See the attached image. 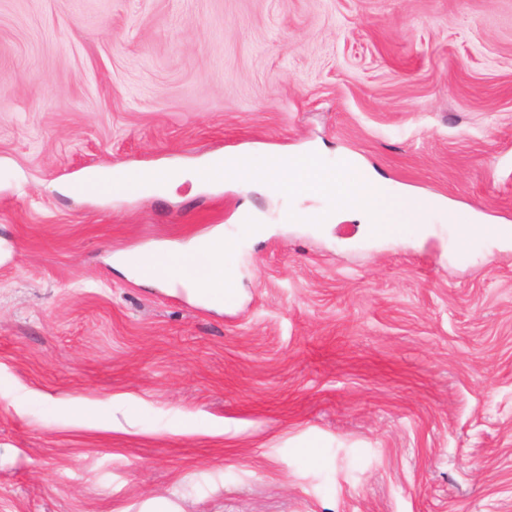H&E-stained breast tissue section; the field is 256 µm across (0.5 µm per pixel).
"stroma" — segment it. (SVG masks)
Listing matches in <instances>:
<instances>
[{
	"label": "stroma",
	"instance_id": "35a3bbf8",
	"mask_svg": "<svg viewBox=\"0 0 512 512\" xmlns=\"http://www.w3.org/2000/svg\"><path fill=\"white\" fill-rule=\"evenodd\" d=\"M274 148L434 234L187 176ZM452 224L512 225V0H0V512H512V248ZM216 230L232 307L112 264ZM127 170L123 169H114L105 168L95 172H92L91 176L94 177L96 183L94 186L85 192H80L81 194L95 196L102 193H108L115 190H120V184L122 182L119 181V178L126 172ZM123 189V188H122Z\"/></svg>",
	"mask_w": 512,
	"mask_h": 512
}]
</instances>
